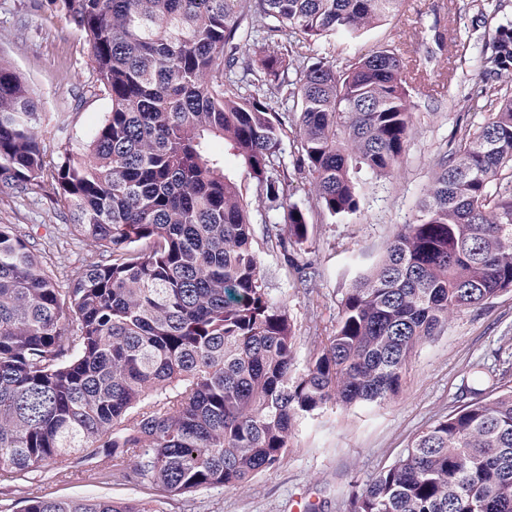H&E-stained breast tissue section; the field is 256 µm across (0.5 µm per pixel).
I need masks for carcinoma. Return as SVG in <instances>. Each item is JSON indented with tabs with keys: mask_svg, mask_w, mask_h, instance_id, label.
Listing matches in <instances>:
<instances>
[{
	"mask_svg": "<svg viewBox=\"0 0 512 512\" xmlns=\"http://www.w3.org/2000/svg\"><path fill=\"white\" fill-rule=\"evenodd\" d=\"M84 32L111 112L82 154L54 162L39 101L0 62V180L49 176L100 261L60 288L0 224V476L24 480L72 454L129 465L168 495L234 490L279 463L296 428L330 404L394 395L415 348L450 316L512 289V96L436 162L420 215L347 294L333 335L296 362L285 307L264 286L244 181L278 245L308 240L310 212L285 205L288 114L317 212L355 213L356 167L397 168L412 133L405 63L384 46L342 70L269 49L355 39L402 0H50ZM266 20L258 30L252 16ZM263 33L253 57L241 41ZM512 70V22L483 51ZM300 73L288 79L289 69ZM267 88L245 94L243 85ZM461 409L352 495L350 512H512V388L479 374ZM20 512H151L105 498H32Z\"/></svg>",
	"mask_w": 512,
	"mask_h": 512,
	"instance_id": "obj_1",
	"label": "carcinoma"
}]
</instances>
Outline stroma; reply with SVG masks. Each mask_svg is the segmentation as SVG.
Returning <instances> with one entry per match:
<instances>
[{
  "label": "stroma",
  "mask_w": 512,
  "mask_h": 512,
  "mask_svg": "<svg viewBox=\"0 0 512 512\" xmlns=\"http://www.w3.org/2000/svg\"><path fill=\"white\" fill-rule=\"evenodd\" d=\"M512 21V0H404L396 16L359 39L330 38L303 47L311 61L338 69L380 46L399 50L407 67L428 59L424 78L408 86L413 131L398 170L386 177L355 175L357 212L317 216L307 242L282 250L264 234L265 214L254 208L256 248L270 295L288 311L298 339V362L335 330L349 289L380 263L402 225L413 223L439 152L489 118L471 93L484 80L481 50L498 24ZM0 60L36 92L39 139L60 159L87 142L111 110L98 92L88 40L50 0H0ZM0 224L15 225L32 251L69 287L96 249L78 239L51 180L23 192L0 182ZM512 387V290L491 303L454 315L433 341L418 346L397 396L351 411L330 406L297 431L288 454L240 490L204 488L167 497L120 476L91 473L72 457L66 476L46 466L29 479L0 483V505L20 512L31 497L107 498L149 503L153 512H295L312 503L319 512H348L352 492L399 460L416 434L458 410L475 369Z\"/></svg>",
  "instance_id": "1"
}]
</instances>
